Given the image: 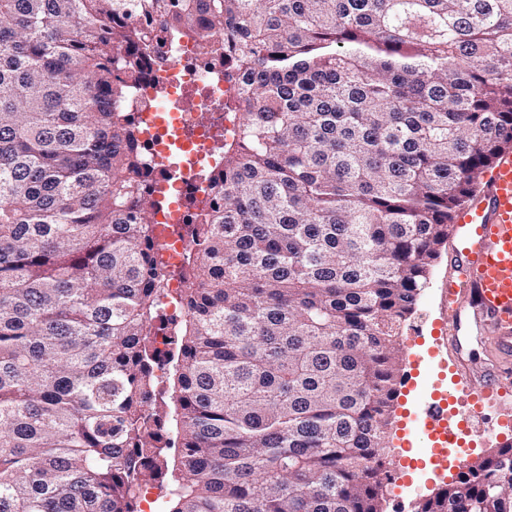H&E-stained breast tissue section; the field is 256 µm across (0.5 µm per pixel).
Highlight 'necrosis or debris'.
Masks as SVG:
<instances>
[{"instance_id":"necrosis-or-debris-1","label":"necrosis or debris","mask_w":512,"mask_h":512,"mask_svg":"<svg viewBox=\"0 0 512 512\" xmlns=\"http://www.w3.org/2000/svg\"><path fill=\"white\" fill-rule=\"evenodd\" d=\"M241 81L240 73L225 70L202 49L198 35L174 33L165 37L154 65L121 105L136 126L153 127L141 141L149 190L166 186L178 204L153 218L155 257L161 265L183 267L195 250L194 239L181 228L210 202L217 158L236 129L230 114Z\"/></svg>"}]
</instances>
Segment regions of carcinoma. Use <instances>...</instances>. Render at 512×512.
Wrapping results in <instances>:
<instances>
[{"instance_id":"carcinoma-1","label":"carcinoma","mask_w":512,"mask_h":512,"mask_svg":"<svg viewBox=\"0 0 512 512\" xmlns=\"http://www.w3.org/2000/svg\"><path fill=\"white\" fill-rule=\"evenodd\" d=\"M154 16L245 75L161 379ZM511 149L512 0H0V512H384L402 324ZM416 512H512V446Z\"/></svg>"}]
</instances>
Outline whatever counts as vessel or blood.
Segmentation results:
<instances>
[{"label": "vessel or blood", "instance_id": "b4317fda", "mask_svg": "<svg viewBox=\"0 0 512 512\" xmlns=\"http://www.w3.org/2000/svg\"><path fill=\"white\" fill-rule=\"evenodd\" d=\"M454 261L458 277L449 279L441 328L443 339L459 343L464 324L475 323L496 348L498 359L485 367L460 364L473 381L471 403L464 415L482 427L488 411L512 414V157L500 160L490 174L481 200L457 213ZM418 429L446 445L453 434L441 404L424 407Z\"/></svg>", "mask_w": 512, "mask_h": 512}]
</instances>
